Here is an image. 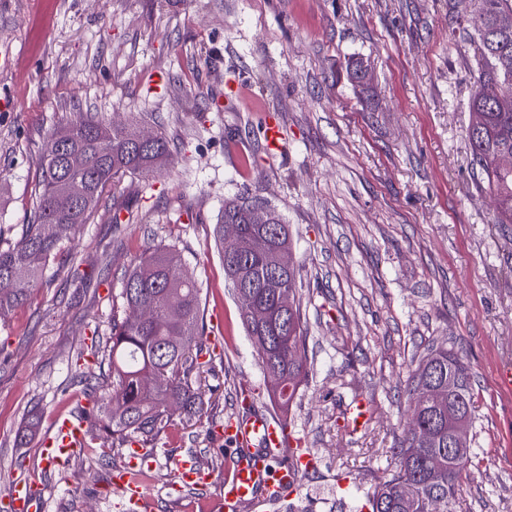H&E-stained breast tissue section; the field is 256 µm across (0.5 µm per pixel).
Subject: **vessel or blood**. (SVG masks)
<instances>
[{"mask_svg":"<svg viewBox=\"0 0 512 512\" xmlns=\"http://www.w3.org/2000/svg\"><path fill=\"white\" fill-rule=\"evenodd\" d=\"M227 468L218 495L208 502L209 512H238L257 497L277 501L295 496L303 478L315 462L306 454H294L281 460L288 446V430L263 412H253L243 419L224 424ZM88 422L74 415L58 416L53 434L44 444V455L54 463L66 462L87 445ZM146 456L139 444H132L124 465L113 472L112 485L141 512H147L150 490L140 474ZM210 475L193 459L180 458L175 463V484H206ZM13 512H39V501L33 488L16 485L11 495Z\"/></svg>","mask_w":512,"mask_h":512,"instance_id":"vessel-or-blood-1","label":"vessel or blood"}]
</instances>
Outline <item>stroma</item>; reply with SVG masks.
Here are the masks:
<instances>
[{"instance_id":"obj_1","label":"stroma","mask_w":512,"mask_h":512,"mask_svg":"<svg viewBox=\"0 0 512 512\" xmlns=\"http://www.w3.org/2000/svg\"><path fill=\"white\" fill-rule=\"evenodd\" d=\"M471 0H0V242L30 223L51 133L88 112L161 132L159 173L126 174L90 224L70 234L18 306L0 312V506L18 481L39 512H136L111 487L126 449L100 436L65 465L41 442L57 416L86 405L69 364L110 380L112 310L146 247L170 246L202 288L209 364L201 423L152 445L150 512H200L224 479L207 434L238 411L240 387L273 413L257 355L224 286L214 244L225 199L261 198L285 219L298 268L310 368L287 422L318 467L299 493L239 512H351L336 476L362 492L386 479L411 421L404 394L431 346L454 348L474 375L476 465L454 512H512V392L492 378L512 362V224L477 191L465 130L475 65ZM362 58L369 76L348 65ZM281 125L272 152L262 129ZM367 426L341 428L353 398ZM38 415L39 431L17 447ZM211 472L173 490L177 457Z\"/></svg>"}]
</instances>
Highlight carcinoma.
Returning <instances> with one entry per match:
<instances>
[{
  "label": "carcinoma",
  "instance_id": "1",
  "mask_svg": "<svg viewBox=\"0 0 512 512\" xmlns=\"http://www.w3.org/2000/svg\"><path fill=\"white\" fill-rule=\"evenodd\" d=\"M466 23L477 47L470 112L478 113L480 120L466 131L473 166L479 171L476 187L494 197L496 223L512 224V165L501 164L502 157L512 156V106L501 108L478 93L480 88L512 82V0H474V13ZM136 136L134 127L91 115H79L52 134L66 150L82 153L86 165L72 170L62 156L44 151L32 223L17 242L0 247V311L26 299L67 234L89 223L104 189L117 176L165 167L170 155L166 138L156 134L150 146L139 148ZM250 202L248 196L224 202L216 238L224 243V225H238L239 257L234 265L223 262L225 281L235 296H240L242 285L252 296L254 311L240 314L241 324L256 349L269 398L286 415L309 373L307 359L299 357L306 332L301 301L292 300L283 314L275 291H296L297 270L272 269L273 249L291 245L288 225L274 209L273 223H250ZM182 266L178 252L147 247L138 266L123 279L122 305L112 310V383L106 403L93 417L121 447L133 441L143 448L152 444L172 425L175 414L186 422H198L205 415L202 386L209 346L201 287L181 276ZM450 376L459 378L461 386L445 400L422 398L424 385L446 383ZM405 392L426 438L407 431L391 449L393 473L366 494L365 503H360L354 484L341 489L356 512L361 506L369 512H453L460 477L474 464L471 452L459 461L448 457L458 405L474 408L472 374L458 353L445 347L429 349L411 371ZM170 399L178 401V412L168 408Z\"/></svg>",
  "mask_w": 512,
  "mask_h": 512
}]
</instances>
